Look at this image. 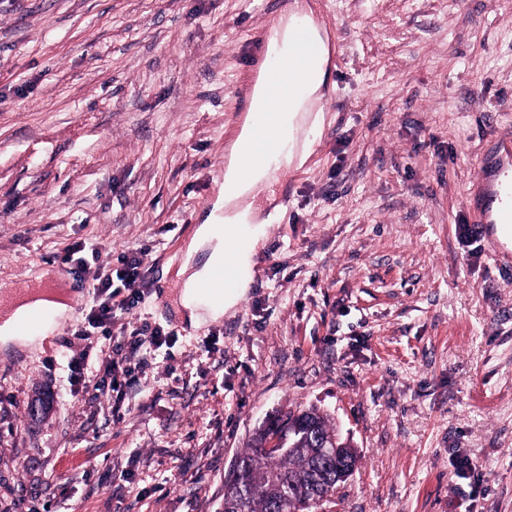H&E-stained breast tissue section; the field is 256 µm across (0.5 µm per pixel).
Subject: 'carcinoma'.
I'll list each match as a JSON object with an SVG mask.
<instances>
[{
  "mask_svg": "<svg viewBox=\"0 0 512 512\" xmlns=\"http://www.w3.org/2000/svg\"><path fill=\"white\" fill-rule=\"evenodd\" d=\"M295 420L312 430V436L297 438L274 462L262 452L269 429L255 433L238 456L241 478L225 483L224 512H281L285 505L305 510L309 498L336 489L338 466L358 458L356 449L341 448L334 456H324L317 440L336 434L327 418L310 409L299 411Z\"/></svg>",
  "mask_w": 512,
  "mask_h": 512,
  "instance_id": "1",
  "label": "carcinoma"
}]
</instances>
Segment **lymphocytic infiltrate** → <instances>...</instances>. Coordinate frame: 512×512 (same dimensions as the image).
Wrapping results in <instances>:
<instances>
[{"label": "lymphocytic infiltrate", "instance_id": "lymphocytic-infiltrate-1", "mask_svg": "<svg viewBox=\"0 0 512 512\" xmlns=\"http://www.w3.org/2000/svg\"><path fill=\"white\" fill-rule=\"evenodd\" d=\"M71 274L88 282L89 309L74 333L83 350L70 361L71 384L75 388L106 393L104 376L128 375L127 361L137 358L147 366L156 351L173 339L163 327L142 324L133 329L125 345L112 344L110 325L116 313H130L141 302L146 282L143 262L136 253L121 256L119 264L102 256L98 247L76 242L65 252Z\"/></svg>", "mask_w": 512, "mask_h": 512}]
</instances>
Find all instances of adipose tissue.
<instances>
[{
	"label": "adipose tissue",
	"mask_w": 512,
	"mask_h": 512,
	"mask_svg": "<svg viewBox=\"0 0 512 512\" xmlns=\"http://www.w3.org/2000/svg\"><path fill=\"white\" fill-rule=\"evenodd\" d=\"M295 36L309 41L315 46L318 60L310 70L297 96L293 111L282 114L275 129L282 142L294 144L298 143L300 132L308 122L313 106L319 98V92L326 82L328 61L326 41L319 26L309 16L303 17L301 22L292 21L284 27L274 30L268 43L269 51L277 54L290 51L291 39ZM254 127V118H247L225 167L224 180L227 185H230L231 191L223 198L217 199L188 246V251L192 254L202 249L208 252L205 263L192 270L183 281L181 305L187 312L189 322L194 325L209 318L216 319L222 316L225 309L237 304L247 287L246 282H239L236 288L225 292L223 298L215 301L200 299L194 290L199 280L205 278L213 268L221 265L224 261L225 243L222 237H217L214 234V224H223L225 234H231L237 232L240 225L251 222L253 219L251 209L237 207V200L253 194L256 190L268 187L275 179L274 171L267 166L256 168L247 181L243 182L239 179L238 159L242 150L251 143Z\"/></svg>",
	"instance_id": "ef3b65f1"
}]
</instances>
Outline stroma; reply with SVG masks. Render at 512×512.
Listing matches in <instances>:
<instances>
[{
	"instance_id": "obj_1",
	"label": "stroma",
	"mask_w": 512,
	"mask_h": 512,
	"mask_svg": "<svg viewBox=\"0 0 512 512\" xmlns=\"http://www.w3.org/2000/svg\"><path fill=\"white\" fill-rule=\"evenodd\" d=\"M288 2L328 29V92L253 200L261 279L194 328L179 271L274 0H0V323L67 306L0 344V512H224L254 432L312 406L359 452L314 512H512V242L461 228L512 138V0ZM79 240L167 288L114 322L176 333L123 394L69 383ZM38 304L37 302L33 305L21 307L11 319L0 326V341L3 344L10 342H32L37 338L43 337L36 335V331L25 332L22 330H32L48 322L52 318V312L47 308L33 309L26 320L18 324L17 327L19 329L16 327V320L25 316L30 309L35 308Z\"/></svg>"
}]
</instances>
